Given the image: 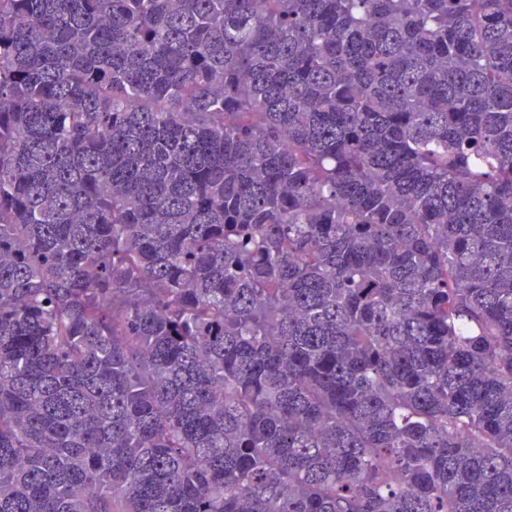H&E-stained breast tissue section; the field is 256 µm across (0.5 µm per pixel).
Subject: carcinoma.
<instances>
[{
    "label": "carcinoma",
    "mask_w": 512,
    "mask_h": 512,
    "mask_svg": "<svg viewBox=\"0 0 512 512\" xmlns=\"http://www.w3.org/2000/svg\"><path fill=\"white\" fill-rule=\"evenodd\" d=\"M0 512H512V0H0Z\"/></svg>",
    "instance_id": "cac0c4a2"
}]
</instances>
